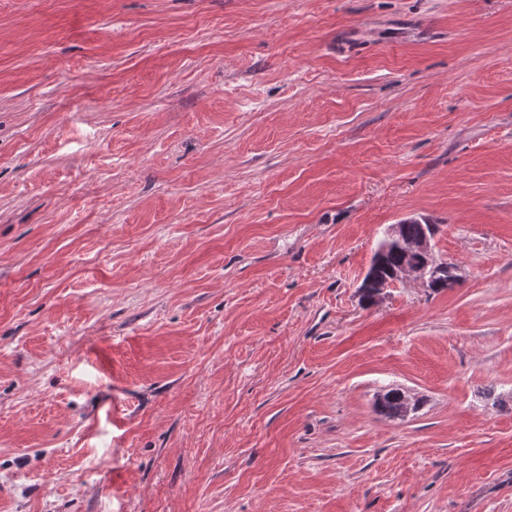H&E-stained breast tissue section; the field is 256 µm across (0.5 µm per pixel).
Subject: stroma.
Returning a JSON list of instances; mask_svg holds the SVG:
<instances>
[{
    "label": "stroma",
    "mask_w": 512,
    "mask_h": 512,
    "mask_svg": "<svg viewBox=\"0 0 512 512\" xmlns=\"http://www.w3.org/2000/svg\"><path fill=\"white\" fill-rule=\"evenodd\" d=\"M0 512H512V0H0ZM426 224H430V222L427 220L426 222H419L415 219H411V222L402 223L401 227L399 224H392L388 228L385 235L384 248L378 252L375 258L376 261L373 264L375 265L383 256V263L379 270L382 276H386L389 271L393 270L394 267L406 259V248L408 246L410 247L407 252L417 254L420 259L419 261H412L411 263H401L395 268L391 276L385 280L376 278L374 272L369 268L360 287L362 293L372 289L374 299H376L385 288L402 281L405 277L410 275H414L420 279L427 288L434 284L437 278L442 274L444 265H442L441 262L438 263L433 257L431 246L433 235L430 236L426 231L424 232L423 225ZM394 241L397 242L384 253L385 247ZM402 404V408H401ZM415 402L411 400L405 394L401 403V394L399 389H389L384 393L383 400L377 404L376 411L392 419H400L401 416H407L411 411L414 410ZM401 408V415H400Z\"/></svg>",
    "instance_id": "stroma-1"
}]
</instances>
